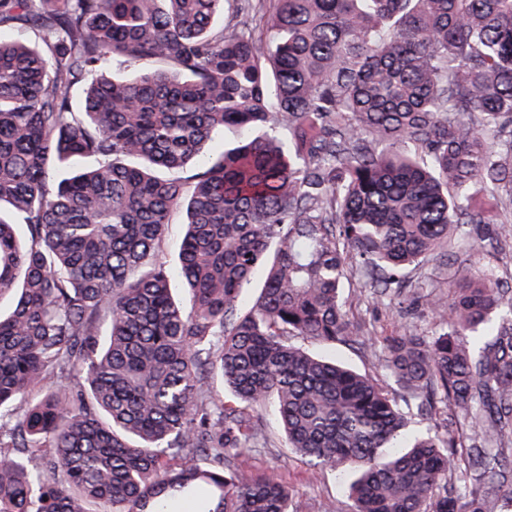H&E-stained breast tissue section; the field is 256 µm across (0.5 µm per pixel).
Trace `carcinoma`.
<instances>
[{
    "label": "carcinoma",
    "instance_id": "obj_1",
    "mask_svg": "<svg viewBox=\"0 0 512 512\" xmlns=\"http://www.w3.org/2000/svg\"><path fill=\"white\" fill-rule=\"evenodd\" d=\"M467 224H512V0H0V512H290L241 461L267 406L351 512H491L512 286L490 251L449 297L424 273ZM414 276L439 332L349 318L348 279ZM299 339L380 345L403 399ZM184 213L181 209L176 210L172 215L171 224L167 231V245L163 255V260L170 266H175L177 261V247L183 236ZM454 411H448V409H443V412L440 414L437 413L436 416H420L414 415L409 424V432H439L444 433L445 430L448 429L449 418L451 417Z\"/></svg>",
    "mask_w": 512,
    "mask_h": 512
}]
</instances>
